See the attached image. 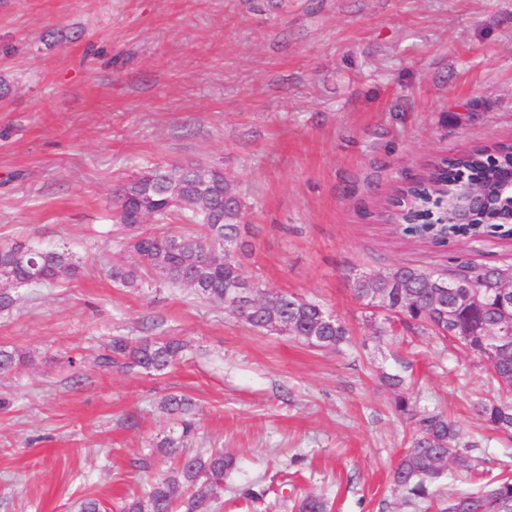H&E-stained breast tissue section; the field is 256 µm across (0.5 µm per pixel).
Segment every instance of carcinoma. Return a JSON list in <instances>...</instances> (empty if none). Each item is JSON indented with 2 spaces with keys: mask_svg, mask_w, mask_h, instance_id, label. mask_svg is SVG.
I'll return each mask as SVG.
<instances>
[{
  "mask_svg": "<svg viewBox=\"0 0 512 512\" xmlns=\"http://www.w3.org/2000/svg\"><path fill=\"white\" fill-rule=\"evenodd\" d=\"M512 165V144L499 143L472 153L441 159L438 178L441 193L454 191L455 173L465 170L484 180L487 193L497 194L501 179ZM412 197L406 212L396 214L402 232L410 237L444 246L456 237L480 239L512 236L505 224H453L448 210L426 219L434 206L425 183L400 189ZM243 202L232 180L218 167L147 165L120 186L113 217L125 236L116 242L132 260H114L103 273L121 288L138 289L148 282L184 288L191 295L222 303L242 288L254 289L247 308L231 309L258 331L286 333L309 347L337 350L351 342L349 325L330 315L323 305L290 294L268 296L259 284L248 280L239 265L224 254V246L239 243V251L252 247L248 227L240 223ZM141 215L157 224L178 222L180 232L149 229L132 220ZM79 265L60 248L13 243L0 246V311L16 302L8 285H39L61 277L73 278ZM512 279V266H466L459 273L425 271L398 266L387 272L357 277L350 287L354 297L369 309L385 312L384 322L395 318L401 325L449 339L486 360L491 378L506 392L512 391V348L493 351L491 338L512 330V303L501 304L494 286ZM437 279L456 280L464 287L450 292L434 285ZM187 344L174 336L131 341L114 336L98 355L103 366L138 368L161 375L173 367ZM26 355L0 347V374L24 362ZM396 410L409 415L413 436L409 448L393 471L394 489L402 493V505L438 512H512V475L501 472L476 489L450 488L437 484L448 476L452 463L468 465L459 448L460 429L441 412H421L402 395ZM161 409L178 425L177 431L155 443L169 469L148 483L141 494L119 506V512H218V489L224 475L236 465L234 454L222 448L191 453L188 443L198 431L195 401L186 394H170ZM477 412L495 430L512 436V399L490 400L477 405ZM294 512H329L328 499L307 493L297 498Z\"/></svg>",
  "mask_w": 512,
  "mask_h": 512,
  "instance_id": "cac0c4a2",
  "label": "carcinoma"
}]
</instances>
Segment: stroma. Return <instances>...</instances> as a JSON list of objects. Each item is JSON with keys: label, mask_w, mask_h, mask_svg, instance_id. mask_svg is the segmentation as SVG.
Returning <instances> with one entry per match:
<instances>
[{"label": "stroma", "mask_w": 512, "mask_h": 512, "mask_svg": "<svg viewBox=\"0 0 512 512\" xmlns=\"http://www.w3.org/2000/svg\"><path fill=\"white\" fill-rule=\"evenodd\" d=\"M498 142H512V0H0V245L65 247L82 266L0 311V346L29 357L0 374V512L87 498L116 512L164 470L171 393L198 405L193 449L236 456L220 512H291L294 488L330 512H399L400 394L477 444L451 483L512 467V438L475 411L495 393L486 362L381 332L350 289L399 265H512V239L437 246L388 220L397 186ZM151 163L223 168L254 244L233 255L243 275L319 302L351 344L314 349L184 290L107 279L114 193ZM115 336L187 350L163 375L99 369ZM252 486L265 497L244 498Z\"/></svg>", "instance_id": "stroma-1"}]
</instances>
